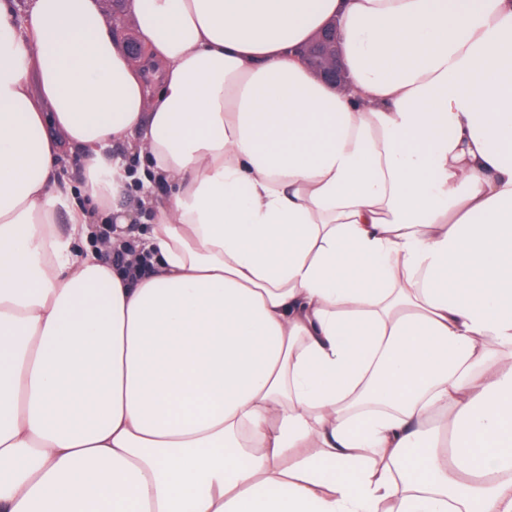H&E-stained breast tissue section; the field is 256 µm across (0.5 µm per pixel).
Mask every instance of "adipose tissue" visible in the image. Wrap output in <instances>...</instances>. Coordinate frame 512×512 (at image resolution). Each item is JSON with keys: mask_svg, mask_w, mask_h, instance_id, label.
Here are the masks:
<instances>
[{"mask_svg": "<svg viewBox=\"0 0 512 512\" xmlns=\"http://www.w3.org/2000/svg\"><path fill=\"white\" fill-rule=\"evenodd\" d=\"M129 8L0 0V512H512V0ZM306 68L320 81L335 87H348L336 22L323 28L312 41L296 50Z\"/></svg>", "mask_w": 512, "mask_h": 512, "instance_id": "adipose-tissue-1", "label": "adipose tissue"}]
</instances>
